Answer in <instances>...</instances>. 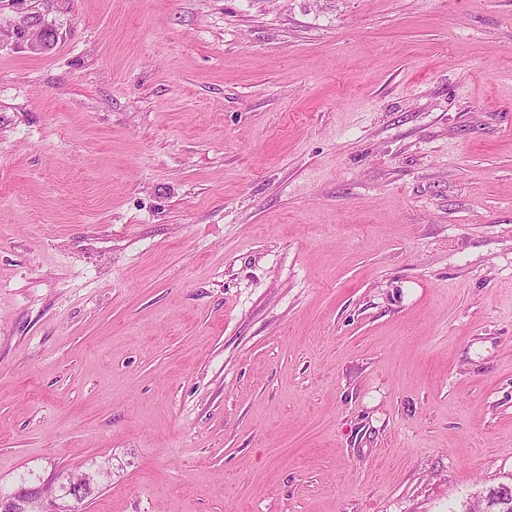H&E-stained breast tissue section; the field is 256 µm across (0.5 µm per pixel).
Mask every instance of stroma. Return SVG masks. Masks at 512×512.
Listing matches in <instances>:
<instances>
[{
    "mask_svg": "<svg viewBox=\"0 0 512 512\" xmlns=\"http://www.w3.org/2000/svg\"><path fill=\"white\" fill-rule=\"evenodd\" d=\"M81 473L76 512L512 486V0H0V495Z\"/></svg>",
    "mask_w": 512,
    "mask_h": 512,
    "instance_id": "stroma-1",
    "label": "stroma"
}]
</instances>
